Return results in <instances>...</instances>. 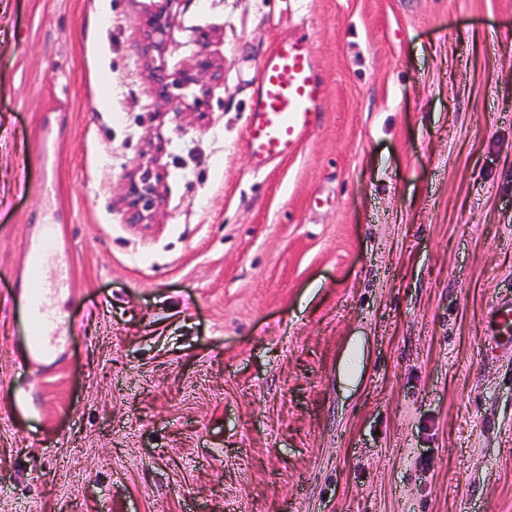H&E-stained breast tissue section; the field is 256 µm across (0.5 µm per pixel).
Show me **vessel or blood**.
Returning <instances> with one entry per match:
<instances>
[{
  "label": "vessel or blood",
  "mask_w": 512,
  "mask_h": 512,
  "mask_svg": "<svg viewBox=\"0 0 512 512\" xmlns=\"http://www.w3.org/2000/svg\"><path fill=\"white\" fill-rule=\"evenodd\" d=\"M326 99L327 86L311 42L301 36L280 39L261 61L248 108L245 139L254 170L264 171L296 154L319 126ZM58 239V225H41L38 240L25 248L21 259L27 277L39 283L28 295L25 316L28 353L41 361L52 359L71 334L55 305L56 298L73 291L71 272L65 266L50 272L45 264ZM487 329L493 336L512 333V300L493 302Z\"/></svg>",
  "instance_id": "b4317fda"
}]
</instances>
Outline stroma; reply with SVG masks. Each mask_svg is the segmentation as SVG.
<instances>
[{
	"instance_id": "1",
	"label": "stroma",
	"mask_w": 512,
	"mask_h": 512,
	"mask_svg": "<svg viewBox=\"0 0 512 512\" xmlns=\"http://www.w3.org/2000/svg\"><path fill=\"white\" fill-rule=\"evenodd\" d=\"M0 0V512H512V0ZM327 85L254 172L253 85ZM153 155L163 202L123 184ZM61 229L71 338L28 359L21 258ZM165 4L156 12L152 13L148 19V39L149 45L147 49L157 53L160 64L155 67V80L161 85L159 96L168 100L172 99L175 94L172 89H182L184 86L200 85V95L195 96L193 101V109L195 112L204 113L202 110L207 103L209 94V86L204 83L202 78L209 76L210 80H219L221 78V66L207 52H201L197 55L194 64L184 70L176 72L174 75L168 74L163 64L164 41L163 36L167 28V13L172 7L175 0H165ZM326 99L311 42L302 36L280 39L262 58L248 108L245 139L254 171L296 154L319 126ZM163 178L156 157L146 158L127 176L124 200L129 208V223L142 224L151 218L162 202ZM487 330L489 336L511 335L512 300L493 302L488 311Z\"/></svg>"
}]
</instances>
